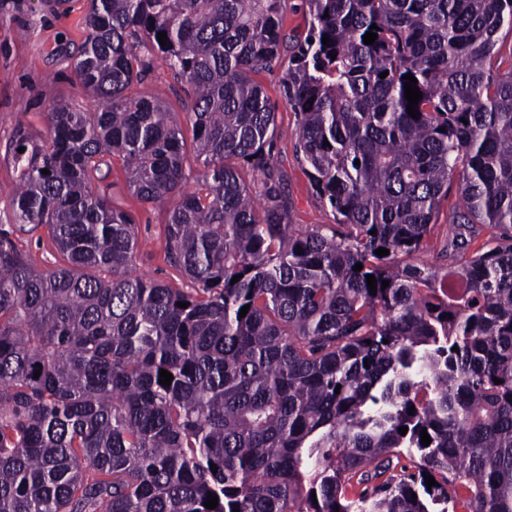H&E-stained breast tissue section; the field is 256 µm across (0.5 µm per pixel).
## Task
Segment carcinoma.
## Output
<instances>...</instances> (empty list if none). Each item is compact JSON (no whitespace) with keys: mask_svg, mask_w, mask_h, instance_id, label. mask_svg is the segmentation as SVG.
Returning <instances> with one entry per match:
<instances>
[{"mask_svg":"<svg viewBox=\"0 0 512 512\" xmlns=\"http://www.w3.org/2000/svg\"><path fill=\"white\" fill-rule=\"evenodd\" d=\"M306 2L282 84L335 217L310 231L287 221L251 78L281 59L286 0H87L73 67L95 107L60 99L47 140H17L0 226V512H512V0ZM154 56L190 140L131 93ZM114 157L169 207L191 288L133 274ZM455 180L448 265L411 263ZM37 230L51 270L18 244Z\"/></svg>","mask_w":512,"mask_h":512,"instance_id":"carcinoma-1","label":"carcinoma"}]
</instances>
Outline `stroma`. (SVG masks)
<instances>
[{
    "label": "stroma",
    "mask_w": 512,
    "mask_h": 512,
    "mask_svg": "<svg viewBox=\"0 0 512 512\" xmlns=\"http://www.w3.org/2000/svg\"><path fill=\"white\" fill-rule=\"evenodd\" d=\"M85 0H66L52 7L49 0H0V186L10 187L18 178L12 145L18 137L41 141L46 136L45 114L63 96L81 99L82 90L73 70V59L86 37L83 24ZM283 66L253 73L252 78L276 113L277 136L272 153L281 170L290 208L289 223L315 228L333 223L329 204L316 195L308 167L294 152L297 116L287 105L281 78ZM133 93L164 100L178 121H185V93L172 72L153 61ZM115 205L131 213L139 226L138 273L187 287L188 282L166 258V208L139 201L128 188L127 170L114 160L106 178Z\"/></svg>",
    "instance_id": "obj_1"
}]
</instances>
